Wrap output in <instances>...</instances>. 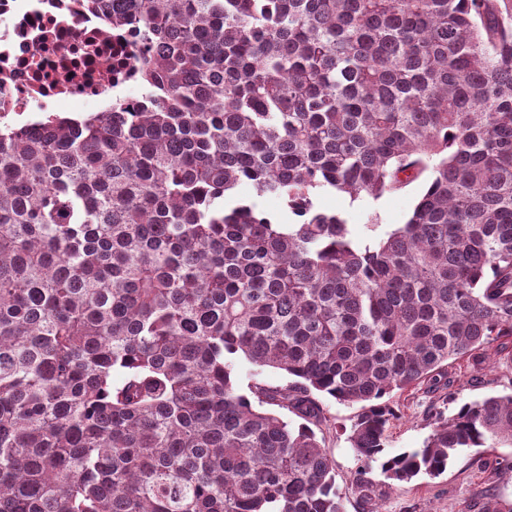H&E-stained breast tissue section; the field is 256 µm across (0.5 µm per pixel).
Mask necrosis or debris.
<instances>
[{
  "mask_svg": "<svg viewBox=\"0 0 512 512\" xmlns=\"http://www.w3.org/2000/svg\"><path fill=\"white\" fill-rule=\"evenodd\" d=\"M134 54L85 0H0V124L75 100L106 111L136 86Z\"/></svg>",
  "mask_w": 512,
  "mask_h": 512,
  "instance_id": "1",
  "label": "necrosis or debris"
}]
</instances>
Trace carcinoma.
Segmentation results:
<instances>
[{"mask_svg":"<svg viewBox=\"0 0 512 512\" xmlns=\"http://www.w3.org/2000/svg\"><path fill=\"white\" fill-rule=\"evenodd\" d=\"M88 6L138 33L141 94L0 128V512H344L320 395L359 406L365 512L375 464L512 447L511 393L388 451L393 392L512 338V0ZM415 182L370 243L313 201ZM241 356L289 381L241 391Z\"/></svg>","mask_w":512,"mask_h":512,"instance_id":"1","label":"carcinoma"}]
</instances>
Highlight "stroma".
<instances>
[{
  "label": "stroma",
  "mask_w": 512,
  "mask_h": 512,
  "mask_svg": "<svg viewBox=\"0 0 512 512\" xmlns=\"http://www.w3.org/2000/svg\"><path fill=\"white\" fill-rule=\"evenodd\" d=\"M420 191L419 184L415 183L375 201H354L347 195L326 191L318 194L317 203L320 208L345 213L354 236L359 241L370 242L383 231L407 221ZM374 214L380 222L376 228L369 223ZM448 378L452 397L444 405L446 414L450 415L462 403L512 392V361L498 359L479 371L456 362L449 366ZM439 402L440 398L435 394L420 391L394 393L393 405L398 417L389 430V451L397 453L421 447L431 431L426 421L428 408ZM322 405L328 424L321 437L335 463L336 485L347 496L346 512H362L351 495V479L358 462L347 440L357 409L327 397L323 398ZM502 457H512V447L486 448L480 452L473 448L464 450L440 477H418L386 490L381 502L382 512H481L482 493L488 488L512 498V472L500 473L495 469Z\"/></svg>",
  "instance_id": "35a3bbf8"
}]
</instances>
